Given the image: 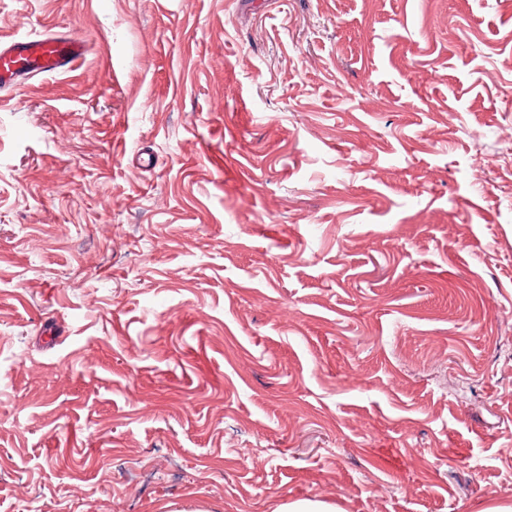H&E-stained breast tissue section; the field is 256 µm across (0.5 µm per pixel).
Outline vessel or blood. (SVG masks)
<instances>
[{"mask_svg":"<svg viewBox=\"0 0 512 512\" xmlns=\"http://www.w3.org/2000/svg\"><path fill=\"white\" fill-rule=\"evenodd\" d=\"M85 54V42L67 34L0 44V91L20 85L32 75L73 69Z\"/></svg>","mask_w":512,"mask_h":512,"instance_id":"b4317fda","label":"vessel or blood"}]
</instances>
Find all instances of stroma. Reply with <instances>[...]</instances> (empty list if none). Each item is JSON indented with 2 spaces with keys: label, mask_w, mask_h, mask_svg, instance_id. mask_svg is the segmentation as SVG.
<instances>
[{
  "label": "stroma",
  "mask_w": 512,
  "mask_h": 512,
  "mask_svg": "<svg viewBox=\"0 0 512 512\" xmlns=\"http://www.w3.org/2000/svg\"><path fill=\"white\" fill-rule=\"evenodd\" d=\"M0 512L512 502V0H0ZM85 54L86 43L67 34L20 38L0 44V91L22 84L30 75L71 70Z\"/></svg>",
  "instance_id": "35a3bbf8"
}]
</instances>
